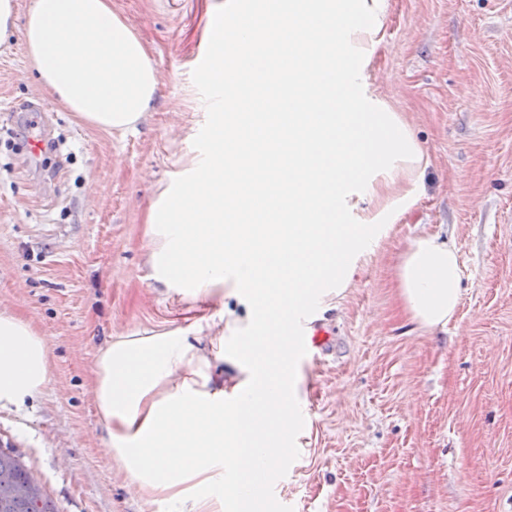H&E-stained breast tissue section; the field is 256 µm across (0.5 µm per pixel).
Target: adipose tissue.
Here are the masks:
<instances>
[{
	"mask_svg": "<svg viewBox=\"0 0 512 512\" xmlns=\"http://www.w3.org/2000/svg\"><path fill=\"white\" fill-rule=\"evenodd\" d=\"M378 8V0H235L224 14L225 43L206 75L224 120L206 159L150 212L148 258L168 287L238 297L249 317L225 311L193 341L171 329L99 348L89 395L107 433L103 453L122 462L145 498L187 512H264L267 485L292 456L302 377L284 314L304 282L319 277L331 288L366 249L363 225L337 223L336 214L352 195L372 192L369 173L398 164L415 180L424 171L407 126L368 96L350 65L379 32ZM24 37L36 81L81 120L123 132L144 118L157 71L112 0H35ZM315 43L343 54L333 84L306 88L299 75ZM245 179L287 185L292 199L246 212L230 202ZM396 277L412 322L447 326L462 288L453 245L415 239ZM227 361L237 376L225 377ZM49 367L41 332L0 309V411L39 395Z\"/></svg>",
	"mask_w": 512,
	"mask_h": 512,
	"instance_id": "adipose-tissue-1",
	"label": "adipose tissue"
}]
</instances>
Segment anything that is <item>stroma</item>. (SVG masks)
<instances>
[{
	"instance_id": "stroma-1",
	"label": "stroma",
	"mask_w": 512,
	"mask_h": 512,
	"mask_svg": "<svg viewBox=\"0 0 512 512\" xmlns=\"http://www.w3.org/2000/svg\"><path fill=\"white\" fill-rule=\"evenodd\" d=\"M225 0H112L142 36L159 83L134 130L110 134L69 112L28 69L24 40L0 46V307L50 350L49 383L0 412L10 445L58 512H175L141 497L101 448L88 395L112 336L205 325L223 303L185 299L153 277L152 201L203 158L214 120L197 54ZM367 70L427 166L417 185L379 174L382 198L353 216L371 241L345 290L313 303L332 331L300 368L307 436L267 491L271 512H512V0H383ZM48 101L57 149L30 157L12 132ZM453 243L463 273L443 329L411 324L395 291L414 239Z\"/></svg>"
}]
</instances>
